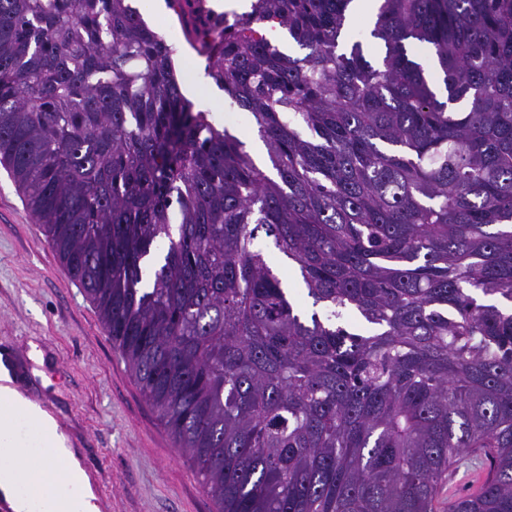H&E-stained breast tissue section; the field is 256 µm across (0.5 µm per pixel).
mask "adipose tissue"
Listing matches in <instances>:
<instances>
[{"instance_id":"1","label":"adipose tissue","mask_w":512,"mask_h":512,"mask_svg":"<svg viewBox=\"0 0 512 512\" xmlns=\"http://www.w3.org/2000/svg\"><path fill=\"white\" fill-rule=\"evenodd\" d=\"M49 448L34 458L25 440ZM0 501L11 512H100L98 498L56 419L20 389L10 350L0 351Z\"/></svg>"}]
</instances>
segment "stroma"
I'll use <instances>...</instances> for the list:
<instances>
[{
	"label": "stroma",
	"mask_w": 512,
	"mask_h": 512,
	"mask_svg": "<svg viewBox=\"0 0 512 512\" xmlns=\"http://www.w3.org/2000/svg\"><path fill=\"white\" fill-rule=\"evenodd\" d=\"M157 0H131L177 52L176 74L195 86L190 101L217 86L176 21L155 15ZM44 353L32 375L31 344ZM0 348L14 352L30 396L66 429L91 476L100 512H213L193 468L113 349L97 312L71 280L13 180L0 168Z\"/></svg>",
	"instance_id": "1"
}]
</instances>
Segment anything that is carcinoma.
I'll use <instances>...</instances> for the list:
<instances>
[{
	"label": "carcinoma",
	"mask_w": 512,
	"mask_h": 512,
	"mask_svg": "<svg viewBox=\"0 0 512 512\" xmlns=\"http://www.w3.org/2000/svg\"><path fill=\"white\" fill-rule=\"evenodd\" d=\"M352 2L196 48L273 178L127 0H0V165L216 512H512V0Z\"/></svg>",
	"instance_id": "carcinoma-1"
}]
</instances>
